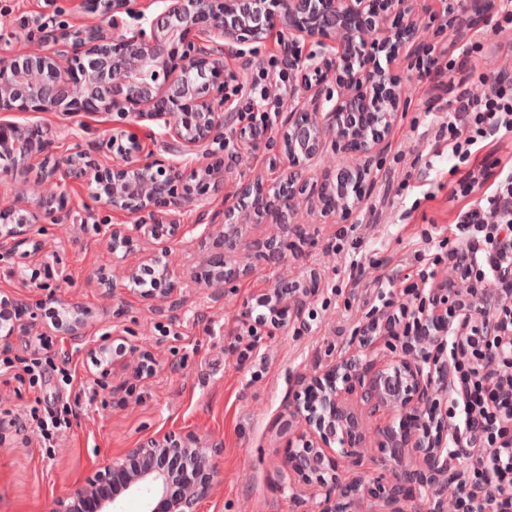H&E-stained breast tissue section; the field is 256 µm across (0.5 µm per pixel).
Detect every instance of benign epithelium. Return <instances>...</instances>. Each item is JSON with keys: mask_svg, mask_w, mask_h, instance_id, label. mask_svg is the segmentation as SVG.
<instances>
[{"mask_svg": "<svg viewBox=\"0 0 512 512\" xmlns=\"http://www.w3.org/2000/svg\"><path fill=\"white\" fill-rule=\"evenodd\" d=\"M49 10L26 33L41 44L39 52L18 54L12 49L16 34L0 30V112H100L130 119L112 129L101 147L117 152L124 165L108 173L109 186L100 193L93 184L102 180L98 161L76 146L52 162L49 138L35 139L27 125L0 122V186L8 168H27L39 162L41 176L37 206L13 219L14 211L0 207V221H14L11 234L36 224L74 223L67 209L73 183L91 188L92 198L104 208L136 217L135 224L118 231L102 224L98 231L111 239V250L147 244L161 224H180L187 209L199 211L198 223L186 226L190 240L200 243L217 236L221 246L203 257L199 283L225 287L239 274L241 225L215 224L207 204L194 198L176 163L138 156L139 142L128 128L143 121L155 123L176 141L182 152L209 157V145L224 134L226 49L266 39L277 32L288 36L283 65L300 75L299 99L288 100V117L278 139L288 151V172L267 184L253 182L232 195L243 216L267 217L280 237L266 242L259 258L285 261L291 247L288 234L299 229L292 222L299 198L311 187L323 201L322 215H347L354 204L350 193L371 173L380 146L390 135L400 109L408 102L407 88L397 86L382 95L385 71L363 57L360 47L372 40L386 57L396 59L401 44H412L428 63L437 57L429 42L432 22L413 14L410 0H390L407 22L399 32L377 24L374 0H248V14L240 18L241 0H158L162 13L151 21L139 10L140 0H82L95 21L78 28L64 19L58 0H46ZM480 0H448V27L457 35L475 26L485 15ZM315 42L321 50L302 54L300 43ZM335 75L337 94L324 90ZM355 154L351 166L336 161L338 154ZM321 169V180L309 183L310 167ZM194 176L224 191V167L202 163ZM159 287L147 296L170 299L177 290L172 280L176 257L162 251ZM307 292L279 278L257 301L269 314L253 315L245 307L234 322L253 336L273 334L288 327L306 304ZM416 307L402 331L390 322V313H375L356 334L355 351L330 361L322 375L302 378L304 399L289 410L298 424L285 459L292 497L320 499L318 512H408L407 502L421 491L436 487L467 491L465 474L478 451L463 444L448 449L442 429L449 428L442 410L448 392L458 391L448 363V335L461 337L473 326L500 329L495 308L454 280L439 282L428 295L415 293ZM62 321L55 328L70 342L104 356L112 333L100 336L87 329L83 307L69 299L50 298ZM463 314L460 325L448 324V309ZM28 324L0 322V337L26 340ZM360 391L366 411L351 402ZM221 444L193 432L167 433L130 448L95 468L72 492L56 499L53 512H112L113 501L101 499L102 483L119 480L121 488L146 495L147 512H200L209 481L199 475L215 473ZM380 454L389 476L376 481L374 503L361 510L360 485L339 479V468L354 466L368 452Z\"/></svg>", "mask_w": 512, "mask_h": 512, "instance_id": "obj_1", "label": "benign epithelium"}]
</instances>
